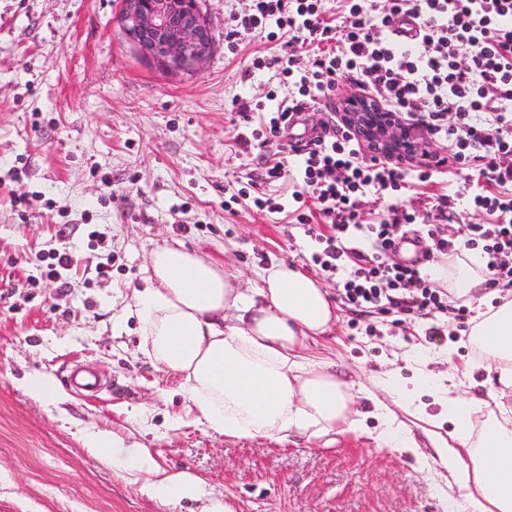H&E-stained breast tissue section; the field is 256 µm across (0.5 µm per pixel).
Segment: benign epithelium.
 I'll return each instance as SVG.
<instances>
[{
  "label": "benign epithelium",
  "instance_id": "obj_1",
  "mask_svg": "<svg viewBox=\"0 0 512 512\" xmlns=\"http://www.w3.org/2000/svg\"><path fill=\"white\" fill-rule=\"evenodd\" d=\"M121 30L138 53L169 73L195 71L213 38L199 0H123ZM366 131L383 120L368 101L348 107Z\"/></svg>",
  "mask_w": 512,
  "mask_h": 512
}]
</instances>
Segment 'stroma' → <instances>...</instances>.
Instances as JSON below:
<instances>
[{
	"mask_svg": "<svg viewBox=\"0 0 512 512\" xmlns=\"http://www.w3.org/2000/svg\"><path fill=\"white\" fill-rule=\"evenodd\" d=\"M249 5L200 0L213 51L199 70L172 74L125 41L121 0H0V512H200L196 500L159 505L100 460L85 441L98 430L148 449L163 469L194 473L234 512H445L446 472L432 448L386 447L364 397L360 430L329 445L207 433L126 315L156 246L199 250L244 288L285 259L338 296L323 354L366 387L390 371L412 378L406 356L423 346L456 367L457 392L489 388L453 313L418 309L409 293L348 302L295 218L255 207L258 197L290 202L295 189L269 181L262 156L309 137L325 114L312 109L270 143L239 145L252 125L233 100L288 95L276 70L252 67L275 46L265 34L227 48L230 15ZM56 250L74 257L65 288L44 275ZM76 366L105 388L70 387ZM32 373L54 379L57 399L26 390Z\"/></svg>",
	"mask_w": 512,
	"mask_h": 512,
	"instance_id": "stroma-1",
	"label": "stroma"
}]
</instances>
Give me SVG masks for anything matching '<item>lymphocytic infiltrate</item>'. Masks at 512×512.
<instances>
[{"mask_svg":"<svg viewBox=\"0 0 512 512\" xmlns=\"http://www.w3.org/2000/svg\"><path fill=\"white\" fill-rule=\"evenodd\" d=\"M230 22V36L264 31L280 41L276 55L252 66L278 69L292 89L285 100H234L239 115H267L253 139L268 142L300 125L342 82L372 93L404 130L402 149L385 153L339 110L302 144L264 160L268 180L295 182L296 222L321 246L312 260L324 272H345L351 303L375 305L387 292L414 288L417 308L467 318L468 308L433 288L417 264L388 263L412 226L428 251H481L489 283L512 280V113L505 108L512 102V0H341L334 13L325 0H251ZM306 47L312 54L302 65ZM436 139L448 140L447 155L430 152ZM461 169L473 173L469 206L494 221L460 226L452 241L436 225L453 218L456 198L435 195L425 211L397 199L435 174ZM368 195L385 203L380 223L363 221ZM365 242L370 250H362ZM349 258L358 262L351 271Z\"/></svg>","mask_w":512,"mask_h":512,"instance_id":"lymphocytic-infiltrate-1","label":"lymphocytic infiltrate"}]
</instances>
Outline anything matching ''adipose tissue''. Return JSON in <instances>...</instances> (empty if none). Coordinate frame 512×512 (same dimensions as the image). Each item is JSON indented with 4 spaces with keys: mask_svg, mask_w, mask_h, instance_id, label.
I'll list each match as a JSON object with an SVG mask.
<instances>
[{
    "mask_svg": "<svg viewBox=\"0 0 512 512\" xmlns=\"http://www.w3.org/2000/svg\"><path fill=\"white\" fill-rule=\"evenodd\" d=\"M476 257L436 263L434 279L457 297L477 295L485 282ZM144 336L147 355L159 369L179 376L195 421L205 431L232 439H287L297 432L335 441L357 431L355 385L334 362L311 354L312 346L339 319V308L314 276L285 261L264 268L248 289L235 287L216 261L185 247L161 246L150 256L130 310ZM469 341L481 361L496 372L489 398L447 397L445 373L429 369L430 357L416 350L423 369L414 385L384 382L377 401L385 445L412 448L411 428L392 414L390 403L413 407L422 391L446 406L455 428L449 435L428 431L441 466L459 493L448 496V512H512V290L481 313ZM499 415L481 432L472 420L489 402ZM116 460L117 468L144 475V491L167 506L203 500L201 512H233L223 498L207 495L202 480L188 471L160 468L144 448Z\"/></svg>",
    "mask_w": 512,
    "mask_h": 512,
    "instance_id": "adipose-tissue-1",
    "label": "adipose tissue"
}]
</instances>
